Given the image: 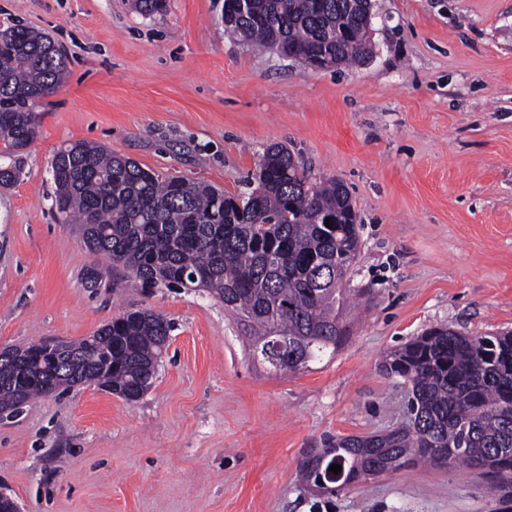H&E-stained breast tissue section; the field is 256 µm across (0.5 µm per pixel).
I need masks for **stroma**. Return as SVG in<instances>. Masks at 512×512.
Here are the masks:
<instances>
[{
	"mask_svg": "<svg viewBox=\"0 0 512 512\" xmlns=\"http://www.w3.org/2000/svg\"><path fill=\"white\" fill-rule=\"evenodd\" d=\"M0 25L49 34L68 68L0 188V347L78 341L139 308L173 326L139 401L83 384L0 414V487L23 512H491L476 468L406 465L334 494L301 470L329 438L408 423V383L380 370L393 350L432 327L512 330V0H373L371 60L328 70L246 50L224 0L152 17L0 0ZM83 140L228 194L273 143L343 181L361 221L346 343L276 370L208 292L131 287L52 212V157ZM93 264L104 287L84 283Z\"/></svg>",
	"mask_w": 512,
	"mask_h": 512,
	"instance_id": "1",
	"label": "stroma"
}]
</instances>
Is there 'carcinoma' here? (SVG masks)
Returning <instances> with one entry per match:
<instances>
[{
    "instance_id": "cac0c4a2",
    "label": "carcinoma",
    "mask_w": 512,
    "mask_h": 512,
    "mask_svg": "<svg viewBox=\"0 0 512 512\" xmlns=\"http://www.w3.org/2000/svg\"><path fill=\"white\" fill-rule=\"evenodd\" d=\"M134 7L151 17L167 3L134 0ZM369 12V0H224V27L248 48L317 53L335 68L372 57ZM66 72L48 35L20 25L0 30L1 187L25 174L40 108ZM50 174L62 223L80 227L89 251L107 254L142 288L208 291L253 332L254 348L276 332L288 337L271 352L274 368L306 369L347 341L344 279L360 253L358 215L343 182L311 183L287 146H267L254 178L233 196L86 141L59 149ZM172 330L163 315L137 309L90 341L65 343L55 362L19 347L18 361L0 360V406L86 383H107L119 396L144 393ZM381 370L409 383L410 424L386 436L328 441L322 468L303 472L304 480L333 493L372 469L435 464L439 449L450 463L484 469L495 512H512V331L473 337L434 328L390 353Z\"/></svg>"
}]
</instances>
